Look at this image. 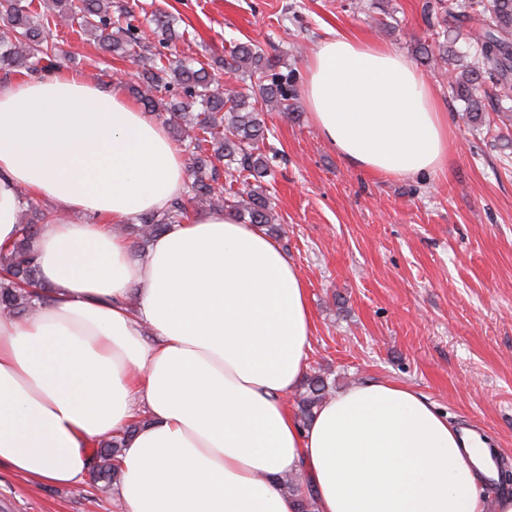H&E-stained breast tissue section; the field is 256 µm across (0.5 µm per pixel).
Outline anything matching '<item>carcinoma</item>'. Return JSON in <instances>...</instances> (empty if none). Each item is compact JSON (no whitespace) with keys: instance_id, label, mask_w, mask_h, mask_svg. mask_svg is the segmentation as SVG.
I'll list each match as a JSON object with an SVG mask.
<instances>
[{"instance_id":"obj_1","label":"carcinoma","mask_w":512,"mask_h":512,"mask_svg":"<svg viewBox=\"0 0 512 512\" xmlns=\"http://www.w3.org/2000/svg\"><path fill=\"white\" fill-rule=\"evenodd\" d=\"M0 69L36 73L63 67L60 56L48 42L49 25L63 23L98 42L107 50L138 63L134 88L143 106L162 109L166 121L190 151L191 182L188 197L167 209L138 217L128 227L141 242L148 243L172 225L181 223L188 206L224 210L245 223L267 226L281 235L275 224L262 178L273 157L260 147L265 131L261 113L270 106L288 116L295 111V92L288 77L275 72L263 52L250 43L234 45L224 58V70L241 80L258 77V91L229 93L216 82L213 65L193 58L171 60L164 53L180 38L171 15L158 13L149 23L157 42L144 43L137 34L133 8L112 18L110 0H0ZM433 30L431 43L420 47L421 58L435 66L452 64L453 97L464 103L459 111L463 123L479 130L490 126L489 112L501 125L495 127L505 149H512V0H445L428 15ZM463 27L470 30L473 52L455 53L450 44ZM228 185L219 184L221 176ZM239 188H234V185ZM40 229L37 211L29 204L21 210L19 236L12 247L0 249V312L31 314L40 297L30 287L37 283L38 265L33 240ZM322 375L309 377L298 394L297 418L307 426L331 392ZM126 436L98 443L92 469L93 480L108 488L120 480L119 456Z\"/></svg>"}]
</instances>
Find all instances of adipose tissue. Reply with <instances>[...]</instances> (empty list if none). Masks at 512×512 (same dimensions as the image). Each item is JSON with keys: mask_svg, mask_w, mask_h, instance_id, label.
<instances>
[{"mask_svg": "<svg viewBox=\"0 0 512 512\" xmlns=\"http://www.w3.org/2000/svg\"><path fill=\"white\" fill-rule=\"evenodd\" d=\"M351 168L415 178L448 166L452 131L431 82L383 43L339 35L302 89ZM183 152L126 85L72 71L0 80V246L25 197L51 205L36 239L47 297L0 315V465L38 484L85 480L91 444L125 435L117 512H512L478 489L481 441L409 386L375 380L327 398L301 426L313 313L280 245L200 211L134 256L112 227L182 197ZM149 420L126 428L136 411Z\"/></svg>", "mask_w": 512, "mask_h": 512, "instance_id": "ef3b65f1", "label": "adipose tissue"}]
</instances>
